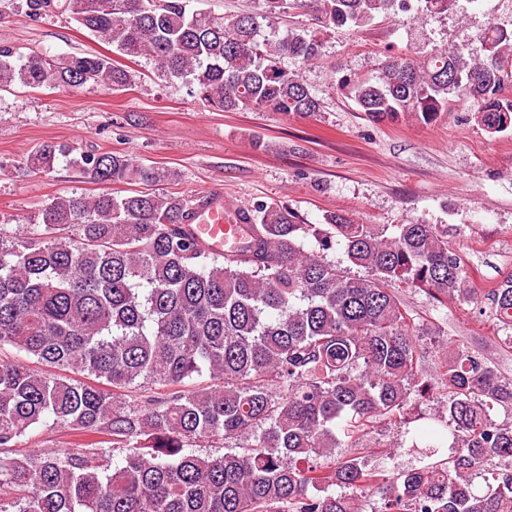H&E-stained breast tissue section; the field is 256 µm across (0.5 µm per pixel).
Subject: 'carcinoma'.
<instances>
[{
  "mask_svg": "<svg viewBox=\"0 0 512 512\" xmlns=\"http://www.w3.org/2000/svg\"><path fill=\"white\" fill-rule=\"evenodd\" d=\"M191 0H25L26 16L75 21L112 52L150 56L220 112L314 117L300 69L324 35L376 18L443 15L457 0H262L224 16ZM313 24L287 29L296 13ZM466 46L392 57L336 90L375 123L435 122L463 107L491 134L512 128V30ZM102 53L22 56L0 40V90L127 88ZM65 159L100 184L149 185L175 173L119 152L46 141L23 165ZM204 196L106 191L39 203L12 236L0 215V512H512V378L460 342L433 352L401 289L471 302L512 348V274L473 286L446 224H357L330 213L302 224L286 206L237 212L240 247L218 254L187 231ZM342 249L338 262L328 253ZM365 271L352 273V268ZM140 391L136 403L128 394ZM442 399L420 466L368 468L377 424L403 428L414 398ZM65 429L66 451L12 452L34 430ZM200 442L222 455L198 454ZM346 448L348 452L336 453ZM333 486L352 490L336 494Z\"/></svg>",
  "mask_w": 512,
  "mask_h": 512,
  "instance_id": "obj_1",
  "label": "carcinoma"
}]
</instances>
